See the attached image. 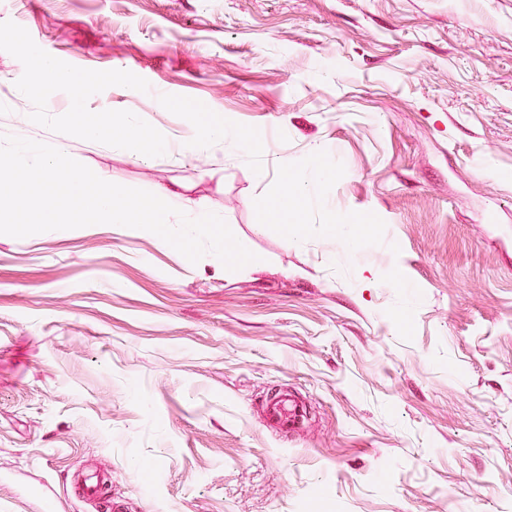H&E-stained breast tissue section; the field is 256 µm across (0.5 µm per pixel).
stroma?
<instances>
[{"mask_svg": "<svg viewBox=\"0 0 512 512\" xmlns=\"http://www.w3.org/2000/svg\"><path fill=\"white\" fill-rule=\"evenodd\" d=\"M31 52L84 96L21 86ZM104 110L165 149L72 133ZM213 120L254 152L190 149ZM8 135L257 259L0 235V512H512V0H0ZM313 161L324 200L284 202ZM276 393L306 410L285 433Z\"/></svg>", "mask_w": 512, "mask_h": 512, "instance_id": "1", "label": "stroma"}]
</instances>
